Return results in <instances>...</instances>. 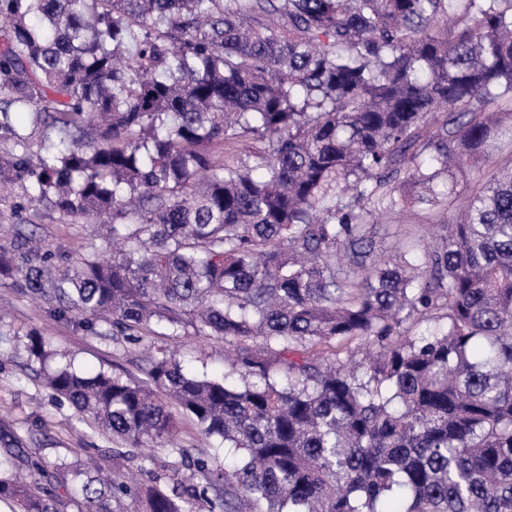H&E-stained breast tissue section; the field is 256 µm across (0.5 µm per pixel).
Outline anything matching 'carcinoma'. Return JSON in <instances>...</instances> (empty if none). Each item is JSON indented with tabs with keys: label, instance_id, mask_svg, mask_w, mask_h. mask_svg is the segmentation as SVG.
I'll return each instance as SVG.
<instances>
[{
	"label": "carcinoma",
	"instance_id": "obj_1",
	"mask_svg": "<svg viewBox=\"0 0 512 512\" xmlns=\"http://www.w3.org/2000/svg\"><path fill=\"white\" fill-rule=\"evenodd\" d=\"M0 19V181L116 246L55 270L22 244L0 270L93 335L235 347L220 377L162 347L142 379L44 372L99 432L191 471L146 488L145 512H512V165L421 255L379 264L371 222L404 182L451 208L494 164L512 0H0ZM12 112L58 134L31 154ZM251 136L249 161L213 160ZM175 410L234 465L178 446ZM0 453L16 512L130 493L4 421Z\"/></svg>",
	"mask_w": 512,
	"mask_h": 512
}]
</instances>
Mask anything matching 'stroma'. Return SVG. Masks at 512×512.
<instances>
[{
  "label": "stroma",
  "instance_id": "obj_1",
  "mask_svg": "<svg viewBox=\"0 0 512 512\" xmlns=\"http://www.w3.org/2000/svg\"><path fill=\"white\" fill-rule=\"evenodd\" d=\"M29 192V181L19 180L0 194V250L12 252L19 241L33 236L40 239L44 250L71 262L100 244L99 226L62 215L46 203L28 206ZM454 220L446 203L412 200L402 216L378 217L380 250L392 255L422 252L424 237L447 235ZM35 333L51 343L57 364L70 363L91 373L113 368L139 376L149 363L154 343L173 351L195 374L212 376L224 370L223 339H205L189 331L158 336L150 343L94 336L75 323L55 319L47 304L31 301L13 278L0 275V418L8 420L29 448H54L81 465L101 461L116 442L81 421L69 402L51 398L38 375L40 365L28 351L29 338ZM120 472L132 492L122 498L117 512H142L138 491L150 485L152 476H159L161 485L168 488L190 477L179 458L165 456L159 458L155 471L143 470L140 458L135 457L122 460Z\"/></svg>",
  "mask_w": 512,
  "mask_h": 512
}]
</instances>
